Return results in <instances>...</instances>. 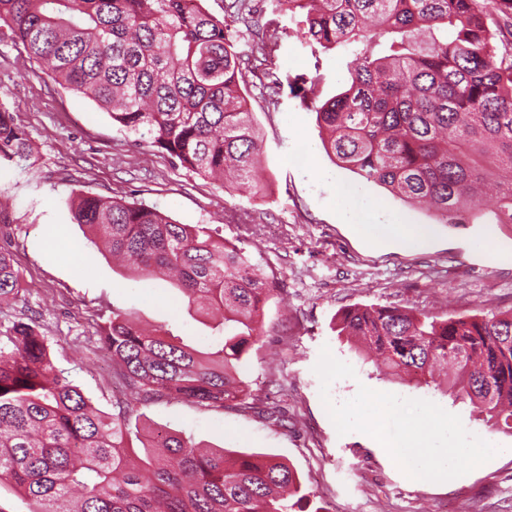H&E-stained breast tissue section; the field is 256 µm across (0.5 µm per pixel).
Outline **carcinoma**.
Instances as JSON below:
<instances>
[{"label":"carcinoma","mask_w":512,"mask_h":512,"mask_svg":"<svg viewBox=\"0 0 512 512\" xmlns=\"http://www.w3.org/2000/svg\"><path fill=\"white\" fill-rule=\"evenodd\" d=\"M300 18L312 54L354 60L340 91L314 106L324 151L342 168L443 224H512V0H279ZM0 23L64 89L96 102L201 176L237 173L226 189L260 195L262 153L242 59L224 20L201 0H0ZM32 156L27 132L0 106V160ZM75 223L134 272L165 276L199 314H218L208 344L148 334L114 309L97 348L130 399L94 408L59 369L33 320L0 324V484L30 512H297V473L266 454L203 450L154 430L129 441L136 405L168 397L252 408V346L277 290L245 248L207 224H179L145 205L79 193ZM26 304L0 250V301ZM340 334L406 386L469 402L512 435V312L438 320L398 306L344 309Z\"/></svg>","instance_id":"cac0c4a2"}]
</instances>
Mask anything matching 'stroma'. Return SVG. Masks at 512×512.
I'll list each match as a JSON object with an SVG mask.
<instances>
[{"label": "stroma", "mask_w": 512, "mask_h": 512, "mask_svg": "<svg viewBox=\"0 0 512 512\" xmlns=\"http://www.w3.org/2000/svg\"><path fill=\"white\" fill-rule=\"evenodd\" d=\"M229 3L202 0L223 18L226 36L246 59L248 104L264 145L258 174L270 187L262 197L228 193L221 182L174 165L157 147L121 130L93 100L52 81L0 27V105L10 109L33 147L31 161L0 165V250L11 254L20 272L56 364L108 413L121 387L111 360L94 352L96 314L124 309L142 326L168 328L198 347L211 334L169 282L116 266L88 240L72 218L74 194L137 202L181 224H208L277 273L264 335L248 363L255 406L222 409L161 397L138 405L141 427L179 433L208 448L278 455L326 512H512V435L490 431L468 404L380 375L339 337L335 321L356 304L398 305L443 319L512 310V253L493 259L484 249L492 242L512 246V224H440L427 210L335 165L321 146L315 114L286 82L307 75L311 101H325L347 77L351 49L313 56L277 0H252L248 23ZM269 24L281 39L265 55L257 44ZM273 73L285 85L272 98L267 83ZM307 148L309 165L300 159ZM340 185L384 202L379 225L342 222ZM396 220L429 226V244L404 247L392 228ZM325 346L356 372L331 384L333 401L353 398L362 385L428 400L458 415L469 433L499 447V454L449 481H417L372 437L338 435L313 371ZM273 402L285 411L286 423L263 417Z\"/></svg>", "instance_id": "obj_1"}]
</instances>
